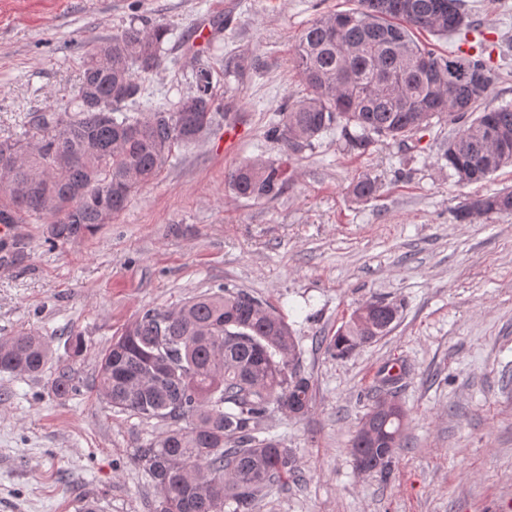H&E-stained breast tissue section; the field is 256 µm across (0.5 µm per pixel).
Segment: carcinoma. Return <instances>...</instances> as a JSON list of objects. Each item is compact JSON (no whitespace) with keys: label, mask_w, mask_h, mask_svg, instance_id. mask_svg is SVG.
Returning a JSON list of instances; mask_svg holds the SVG:
<instances>
[{"label":"carcinoma","mask_w":512,"mask_h":512,"mask_svg":"<svg viewBox=\"0 0 512 512\" xmlns=\"http://www.w3.org/2000/svg\"><path fill=\"white\" fill-rule=\"evenodd\" d=\"M358 2L356 9L320 15L298 38L295 57L306 94L267 131L283 156L313 149L335 128L350 150L364 154L379 140L403 141L436 117L455 126L438 159L456 183L481 182L511 165L512 103L470 118L490 91L488 62L472 47L440 54L417 37L469 29L465 0ZM169 34L163 23H131L97 41L65 105L30 113L21 137H0V224L43 223L54 246L81 240L170 166L174 148L211 130L224 99L205 64L177 102L128 111L144 97L145 80L164 67ZM225 181L238 198L274 200L287 184L286 162H244ZM377 190L369 177L354 188L362 200ZM509 212L512 190H504L467 198L456 218L466 223ZM398 315L397 304L373 298L325 339L326 350L346 358L361 343L387 335ZM50 361L42 336H0V373L38 377ZM97 387L112 408L166 426L134 454L151 480L155 512H256L266 487L303 480L290 451L257 433L274 411L306 415L312 384L300 369L288 322L242 289L144 309L102 354ZM50 388L68 398L78 390L74 373L58 371ZM403 428L384 415L371 432L356 433V469H387L404 445Z\"/></svg>","instance_id":"1"}]
</instances>
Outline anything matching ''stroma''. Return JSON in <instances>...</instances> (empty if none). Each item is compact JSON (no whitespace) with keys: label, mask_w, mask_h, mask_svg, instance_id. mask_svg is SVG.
Segmentation results:
<instances>
[{"label":"stroma","mask_w":512,"mask_h":512,"mask_svg":"<svg viewBox=\"0 0 512 512\" xmlns=\"http://www.w3.org/2000/svg\"><path fill=\"white\" fill-rule=\"evenodd\" d=\"M466 2L474 30L432 43L442 53L464 39L486 45L495 77L483 105L492 109L512 102V0ZM355 4L0 0V137L21 135L29 111L67 102L94 42L140 19L171 29L141 111L178 99L202 62L215 67L228 112L93 235L53 248L43 225L22 224V258L0 245V336L33 331L52 350L40 377L0 373V512H81L87 500L97 512H153V488L133 454L162 426L99 396V358L142 309L223 286L286 317L313 384L308 415L275 412L261 425V437L293 450L304 479L268 487L256 512H512V214L455 218L467 197L512 189V165L457 185L437 159L452 127L435 122L363 155L339 132L324 134L289 161L290 180L272 201L236 198L224 183L245 161L280 159L266 132L304 93L299 34ZM188 40L199 57L186 53ZM231 61L238 72L223 76ZM365 177L379 189L362 201L353 189ZM375 297L400 304L393 330L350 357L330 356L321 337ZM76 335L84 340L77 357ZM65 364L79 390L60 400L48 385ZM391 368L402 372L395 399L406 445L388 474L362 473L351 439Z\"/></svg>","instance_id":"obj_1"}]
</instances>
